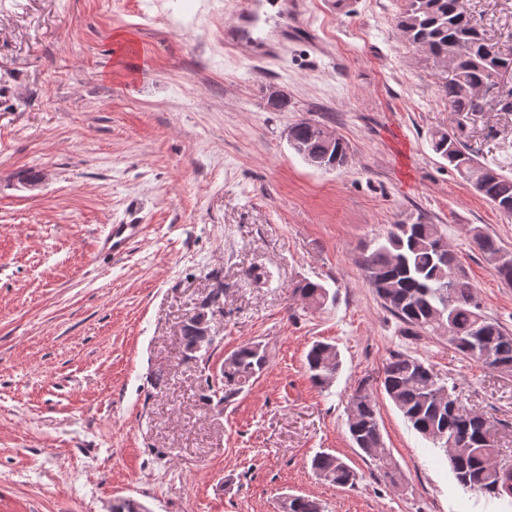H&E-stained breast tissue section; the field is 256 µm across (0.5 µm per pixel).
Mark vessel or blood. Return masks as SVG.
Listing matches in <instances>:
<instances>
[{
  "label": "vessel or blood",
  "instance_id": "b4317fda",
  "mask_svg": "<svg viewBox=\"0 0 512 512\" xmlns=\"http://www.w3.org/2000/svg\"><path fill=\"white\" fill-rule=\"evenodd\" d=\"M294 12L293 0H239L232 19L224 24V43L246 61L275 59L298 37L288 23ZM140 231L137 224L110 225L105 235L108 250L115 256L125 254Z\"/></svg>",
  "mask_w": 512,
  "mask_h": 512
}]
</instances>
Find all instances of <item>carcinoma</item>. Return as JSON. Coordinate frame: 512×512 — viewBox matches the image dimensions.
I'll list each match as a JSON object with an SVG mask.
<instances>
[{
  "mask_svg": "<svg viewBox=\"0 0 512 512\" xmlns=\"http://www.w3.org/2000/svg\"><path fill=\"white\" fill-rule=\"evenodd\" d=\"M469 0H406L395 17L399 35L416 51L434 61L451 58V73L440 72L441 90L448 110L456 114L480 112L486 96L472 90L486 86L496 91L501 112H512V86L501 87L494 77L512 73V33L491 39L474 20ZM295 139L304 144L317 167L348 161L349 146L340 139L328 148L310 133V122L292 125ZM435 154L448 161L459 175L490 204L512 214V176L478 162L461 136L439 132L431 139ZM472 243L491 265L496 276L512 285V252L489 234L476 228ZM361 264L371 288L384 307L414 331L448 335V344L466 358L487 369L512 373V333L483 310L476 286L448 249L439 224L420 218L399 220L363 254ZM302 298L321 307L329 291L320 283L299 287ZM235 364L224 369L220 401L237 395L266 365V352L259 343H246L235 350ZM341 367L340 354L329 343L317 342L306 355L311 380L328 387ZM382 385L404 420L422 438L447 455L446 463L457 482L487 496H512V461L500 454L489 434L488 420L446 399L448 387L431 366L406 354L391 356L383 366ZM353 444L367 457L385 463L384 441L378 422L374 392L361 384L350 397L347 419ZM459 437L464 452L448 457V440ZM311 468L321 479L339 487L353 486L356 473L341 457L318 452ZM285 512H324L314 499L296 496L284 504Z\"/></svg>",
  "mask_w": 512,
  "mask_h": 512,
  "instance_id": "cac0c4a2",
  "label": "carcinoma"
}]
</instances>
